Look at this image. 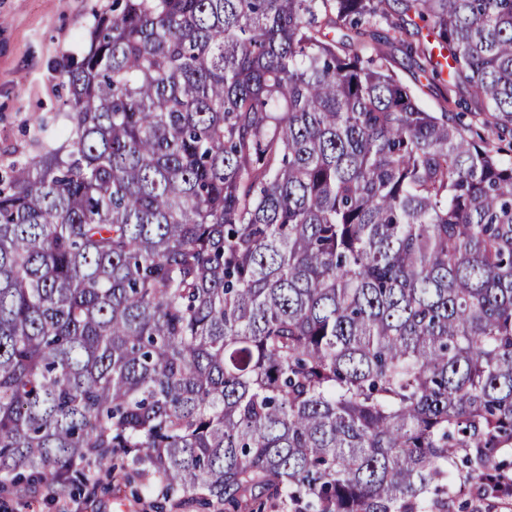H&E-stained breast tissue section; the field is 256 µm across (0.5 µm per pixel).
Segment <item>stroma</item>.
<instances>
[{
  "mask_svg": "<svg viewBox=\"0 0 512 512\" xmlns=\"http://www.w3.org/2000/svg\"><path fill=\"white\" fill-rule=\"evenodd\" d=\"M112 0H0V150L24 146L33 113L56 112L61 100L53 92L59 62L79 54L96 14L110 11ZM383 49L402 80L417 88L421 104L432 112L444 106V91L408 59L398 41ZM153 512L149 499L136 498L123 479L88 495L77 489L23 486L0 512Z\"/></svg>",
  "mask_w": 512,
  "mask_h": 512,
  "instance_id": "stroma-1",
  "label": "stroma"
}]
</instances>
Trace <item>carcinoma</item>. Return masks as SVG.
Returning <instances> with one entry per match:
<instances>
[{
	"instance_id": "cac0c4a2",
	"label": "carcinoma",
	"mask_w": 512,
	"mask_h": 512,
	"mask_svg": "<svg viewBox=\"0 0 512 512\" xmlns=\"http://www.w3.org/2000/svg\"><path fill=\"white\" fill-rule=\"evenodd\" d=\"M60 75L0 161V496L86 461L154 468V512L512 482V162L451 98L512 139V0H112ZM385 53L391 60L393 69L402 80L418 89L421 104L430 112H441L445 105L443 101V87L433 82L428 73H424L408 59L400 42L390 40L383 46Z\"/></svg>"
}]
</instances>
